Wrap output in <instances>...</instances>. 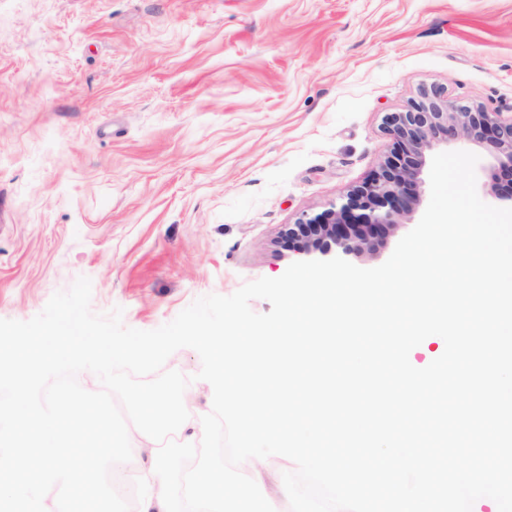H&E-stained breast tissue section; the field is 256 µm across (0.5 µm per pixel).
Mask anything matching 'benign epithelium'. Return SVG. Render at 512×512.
Segmentation results:
<instances>
[{
    "mask_svg": "<svg viewBox=\"0 0 512 512\" xmlns=\"http://www.w3.org/2000/svg\"><path fill=\"white\" fill-rule=\"evenodd\" d=\"M384 125L392 145L380 170L340 203L301 215L283 232L297 260L349 262L376 253L420 205L428 153L450 142L465 141L494 159L491 194L512 207V118L424 87L405 111L387 114Z\"/></svg>",
    "mask_w": 512,
    "mask_h": 512,
    "instance_id": "obj_1",
    "label": "benign epithelium"
}]
</instances>
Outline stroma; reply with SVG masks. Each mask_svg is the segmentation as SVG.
Listing matches in <instances>:
<instances>
[{"instance_id": "stroma-1", "label": "stroma", "mask_w": 512, "mask_h": 512, "mask_svg": "<svg viewBox=\"0 0 512 512\" xmlns=\"http://www.w3.org/2000/svg\"><path fill=\"white\" fill-rule=\"evenodd\" d=\"M432 85L512 116V0H0V319L85 276L153 330L280 277ZM164 367L211 412L195 350Z\"/></svg>"}]
</instances>
